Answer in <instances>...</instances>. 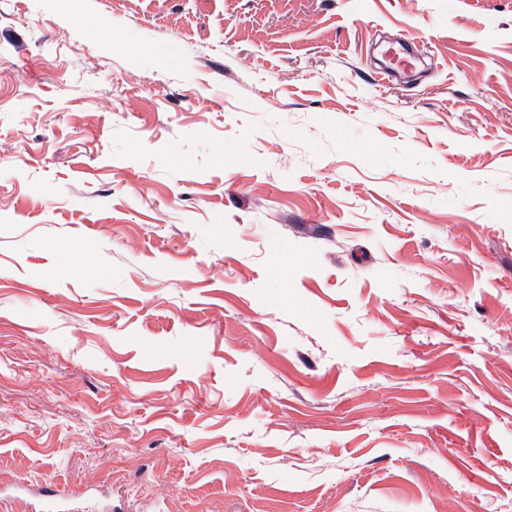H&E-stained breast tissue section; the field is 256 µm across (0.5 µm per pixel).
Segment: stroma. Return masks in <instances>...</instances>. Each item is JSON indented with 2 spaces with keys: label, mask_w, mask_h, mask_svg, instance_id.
Here are the masks:
<instances>
[{
  "label": "stroma",
  "mask_w": 512,
  "mask_h": 512,
  "mask_svg": "<svg viewBox=\"0 0 512 512\" xmlns=\"http://www.w3.org/2000/svg\"><path fill=\"white\" fill-rule=\"evenodd\" d=\"M47 482L512 512V0H0V512Z\"/></svg>",
  "instance_id": "obj_1"
}]
</instances>
